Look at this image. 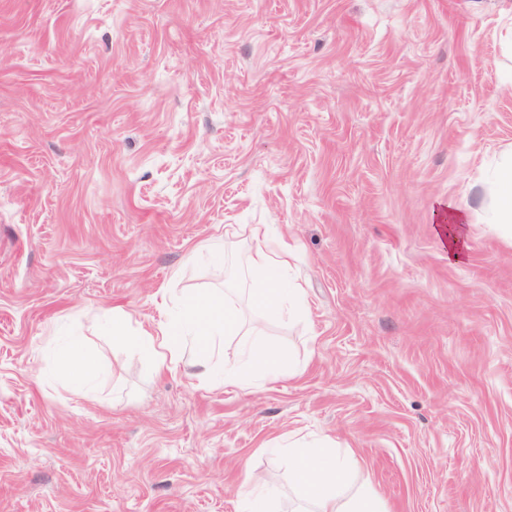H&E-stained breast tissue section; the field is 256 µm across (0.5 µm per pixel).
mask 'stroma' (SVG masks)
I'll use <instances>...</instances> for the list:
<instances>
[{
	"label": "stroma",
	"mask_w": 512,
	"mask_h": 512,
	"mask_svg": "<svg viewBox=\"0 0 512 512\" xmlns=\"http://www.w3.org/2000/svg\"><path fill=\"white\" fill-rule=\"evenodd\" d=\"M511 25L505 0H0V512H243L257 481L295 512L266 447L325 436L390 512H512V236L481 186L512 148ZM253 224L296 252L305 310L266 337L295 375L113 348L116 308L219 289L262 315ZM210 238L226 262L186 263ZM63 321L94 394L55 378Z\"/></svg>",
	"instance_id": "obj_1"
}]
</instances>
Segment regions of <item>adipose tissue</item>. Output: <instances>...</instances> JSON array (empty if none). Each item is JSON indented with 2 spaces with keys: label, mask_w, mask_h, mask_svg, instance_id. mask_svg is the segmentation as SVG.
Segmentation results:
<instances>
[{
  "label": "adipose tissue",
  "mask_w": 512,
  "mask_h": 512,
  "mask_svg": "<svg viewBox=\"0 0 512 512\" xmlns=\"http://www.w3.org/2000/svg\"><path fill=\"white\" fill-rule=\"evenodd\" d=\"M490 198L489 223L512 224V153L503 156L487 189ZM251 246L242 258L254 279L250 294L268 315L290 311L301 313L302 291L284 287L288 278L290 247L285 239L269 238L264 226L250 229ZM187 319L179 324L165 321L156 325H133L125 312L112 313L109 336L113 345L134 356L150 359L156 372L172 370L182 361V337H192L197 349L193 362L199 375L210 378L211 360L221 352V339L249 331L254 343L246 354L251 362L273 378L293 375L295 369L287 355L266 348L260 321L244 324L241 311L226 296L199 293L183 301ZM64 380L84 391H94L101 381L102 366L88 358L79 338H69L57 358ZM294 477L301 487L303 507L299 512H387L382 498L372 486L361 485L352 495L344 486L352 465L350 458L337 455L332 442L311 445L300 440L285 446Z\"/></svg>",
  "instance_id": "ef3b65f1"
}]
</instances>
